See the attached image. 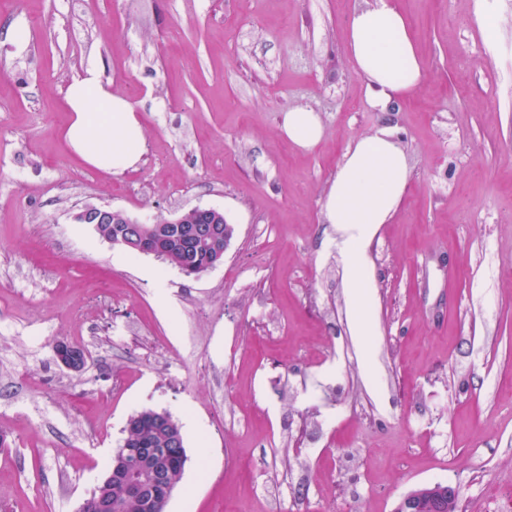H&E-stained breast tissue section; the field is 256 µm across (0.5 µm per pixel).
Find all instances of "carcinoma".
Returning <instances> with one entry per match:
<instances>
[{
	"instance_id": "1",
	"label": "carcinoma",
	"mask_w": 512,
	"mask_h": 512,
	"mask_svg": "<svg viewBox=\"0 0 512 512\" xmlns=\"http://www.w3.org/2000/svg\"><path fill=\"white\" fill-rule=\"evenodd\" d=\"M146 232L159 260L181 272L187 267L193 268L198 275L208 271L210 249L207 243L200 240L183 242L172 238L170 227L162 217L156 223L146 225ZM122 433L119 448H154L158 451V454L147 455L138 463V473L148 480L155 468L164 465V451L178 449L187 453L182 427L166 411L141 410L132 416V423L126 425ZM410 495L422 502L438 496L445 504L443 512H461L460 501L448 498L439 486L423 485L411 491ZM112 497L120 503V512H142L140 500L128 495L121 486L112 487Z\"/></svg>"
}]
</instances>
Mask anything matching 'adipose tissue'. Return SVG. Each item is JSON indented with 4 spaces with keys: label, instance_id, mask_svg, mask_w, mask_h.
<instances>
[{
    "label": "adipose tissue",
    "instance_id": "1",
    "mask_svg": "<svg viewBox=\"0 0 512 512\" xmlns=\"http://www.w3.org/2000/svg\"><path fill=\"white\" fill-rule=\"evenodd\" d=\"M347 54L367 84L373 107L390 111L422 83L424 63L407 17L382 4L354 10L348 22ZM70 121L64 137L89 166L110 174L134 167L144 146L143 126L133 104L103 82L88 66L69 85L65 96ZM282 132L297 147L315 148L322 137L319 116L307 109L288 112ZM408 185L405 157L391 128L357 137L348 147L325 198L328 223L340 236L339 247L352 300L361 323L372 314L373 268L368 249L380 225L397 212Z\"/></svg>",
    "mask_w": 512,
    "mask_h": 512
}]
</instances>
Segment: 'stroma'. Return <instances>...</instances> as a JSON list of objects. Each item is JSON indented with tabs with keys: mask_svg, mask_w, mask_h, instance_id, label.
<instances>
[{
	"mask_svg": "<svg viewBox=\"0 0 512 512\" xmlns=\"http://www.w3.org/2000/svg\"><path fill=\"white\" fill-rule=\"evenodd\" d=\"M390 2L426 68L394 112L370 104L345 44L352 11L380 0H0V512H79L146 408L185 436L166 512H395L436 482L501 512L512 0ZM92 64L143 126L120 174L62 136ZM295 109L320 118L314 150L281 131ZM383 126L409 183L371 244L365 336L323 204L354 138ZM87 205L216 207L235 233L188 278L76 223ZM59 341L86 350L81 370L57 363Z\"/></svg>",
	"mask_w": 512,
	"mask_h": 512,
	"instance_id": "stroma-1",
	"label": "stroma"
}]
</instances>
